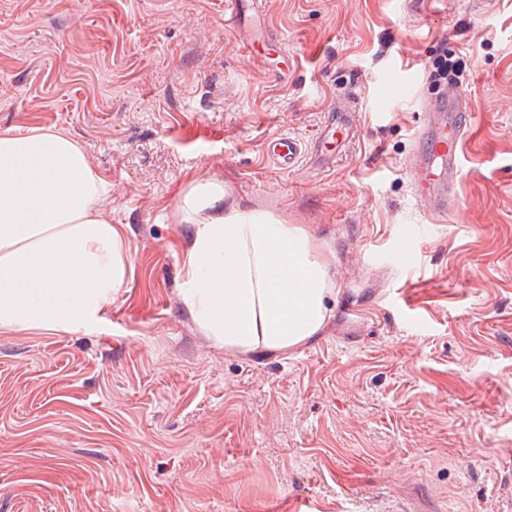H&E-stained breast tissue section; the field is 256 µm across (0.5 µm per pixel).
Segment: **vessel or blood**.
Returning a JSON list of instances; mask_svg holds the SVG:
<instances>
[{
	"label": "vessel or blood",
	"instance_id": "1",
	"mask_svg": "<svg viewBox=\"0 0 512 512\" xmlns=\"http://www.w3.org/2000/svg\"><path fill=\"white\" fill-rule=\"evenodd\" d=\"M355 100V90L347 89L328 112L319 143H342L353 137L351 105ZM423 116L409 164L416 175L417 196L429 202L431 216L443 218L451 210L448 190L461 167L462 144L471 113L464 98L445 93L425 102ZM265 151L270 160L287 170L304 156L306 148L298 139L280 134L268 138Z\"/></svg>",
	"mask_w": 512,
	"mask_h": 512
}]
</instances>
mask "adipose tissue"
Instances as JSON below:
<instances>
[{
	"label": "adipose tissue",
	"instance_id": "adipose-tissue-1",
	"mask_svg": "<svg viewBox=\"0 0 512 512\" xmlns=\"http://www.w3.org/2000/svg\"><path fill=\"white\" fill-rule=\"evenodd\" d=\"M106 194L84 149L42 129L0 135V328L86 333L122 287L129 256L100 217ZM179 208L193 226L183 262L184 305L225 348L285 349L324 326L329 256L310 231L224 201L199 181Z\"/></svg>",
	"mask_w": 512,
	"mask_h": 512
}]
</instances>
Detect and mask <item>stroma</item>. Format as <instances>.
<instances>
[{"label": "stroma", "mask_w": 512, "mask_h": 512, "mask_svg": "<svg viewBox=\"0 0 512 512\" xmlns=\"http://www.w3.org/2000/svg\"><path fill=\"white\" fill-rule=\"evenodd\" d=\"M446 2L261 0L236 26L224 0H0V134L80 144L130 260L94 331L0 330V512H512V0ZM443 50L473 119L438 222L408 158ZM350 86L356 137L279 169L267 138L311 144ZM203 180L332 256L315 336L227 350L184 306Z\"/></svg>", "instance_id": "1"}]
</instances>
